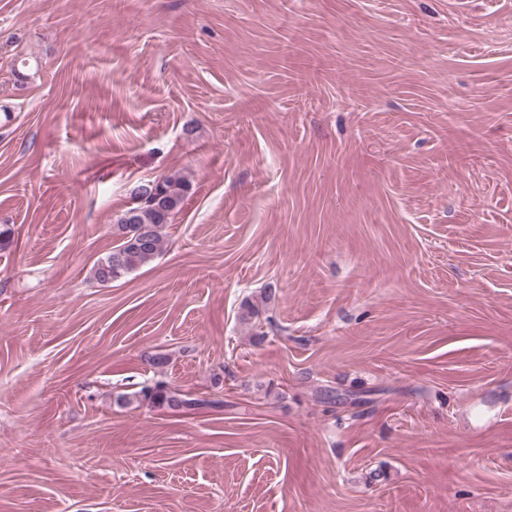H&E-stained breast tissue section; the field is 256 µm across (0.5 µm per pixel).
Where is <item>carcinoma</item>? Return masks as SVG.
<instances>
[{"instance_id":"obj_1","label":"carcinoma","mask_w":512,"mask_h":512,"mask_svg":"<svg viewBox=\"0 0 512 512\" xmlns=\"http://www.w3.org/2000/svg\"><path fill=\"white\" fill-rule=\"evenodd\" d=\"M191 183L178 175L156 178L133 189V206L117 221L121 242L94 265L93 279L101 284L118 280L152 262L163 250L162 229L180 211ZM147 402L153 407L178 411L216 407L219 400L194 398L163 380L137 392H118L114 403L128 408Z\"/></svg>"}]
</instances>
